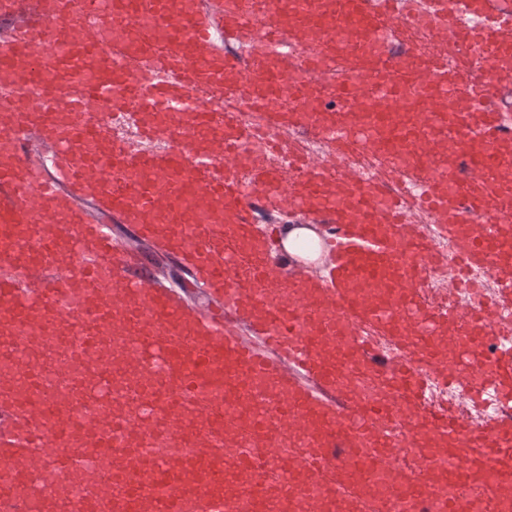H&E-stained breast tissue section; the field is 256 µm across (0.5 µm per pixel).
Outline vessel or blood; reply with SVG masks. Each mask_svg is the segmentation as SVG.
<instances>
[{
  "instance_id": "b4317fda",
  "label": "vessel or blood",
  "mask_w": 512,
  "mask_h": 512,
  "mask_svg": "<svg viewBox=\"0 0 512 512\" xmlns=\"http://www.w3.org/2000/svg\"><path fill=\"white\" fill-rule=\"evenodd\" d=\"M186 2L175 15L170 0H102L94 14L87 0H0V265L13 269L0 276V512H307L319 491L322 512H429L433 499L502 512L512 194L497 190L512 97H469L512 74V0ZM19 56L57 79H18ZM242 91L299 170L289 184L277 155H243ZM445 98L456 117L434 108ZM325 99L352 109L326 114ZM309 139L334 156L360 140L379 158L377 177L347 184L350 207L330 202ZM419 139L455 151L443 163L414 152ZM412 186L436 235L405 216ZM288 206L332 225L335 253L290 303L255 220ZM103 213L179 256L219 307L134 277ZM66 260L77 273L49 277ZM441 263L461 278L490 269L489 302L464 317L422 307L410 283ZM23 271L47 273L44 287H23ZM438 385L503 409L465 420Z\"/></svg>"
}]
</instances>
